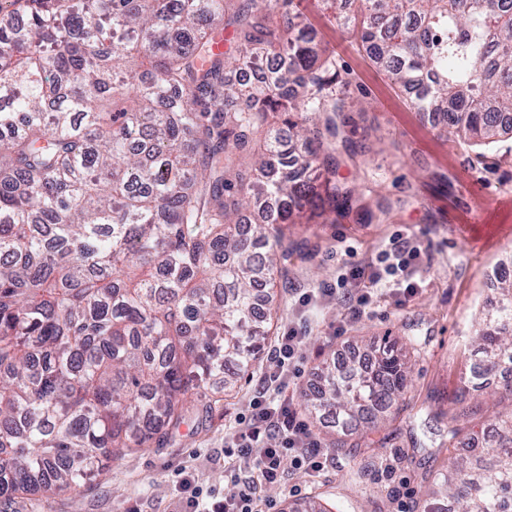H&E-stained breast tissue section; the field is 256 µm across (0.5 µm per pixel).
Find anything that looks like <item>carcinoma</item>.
<instances>
[{
	"instance_id": "cac0c4a2",
	"label": "carcinoma",
	"mask_w": 512,
	"mask_h": 512,
	"mask_svg": "<svg viewBox=\"0 0 512 512\" xmlns=\"http://www.w3.org/2000/svg\"><path fill=\"white\" fill-rule=\"evenodd\" d=\"M336 23L435 127L512 133V0H345ZM251 69L243 80L238 71ZM295 0H0V497L74 491L165 445L259 360L288 225L372 211L342 182L361 102ZM467 391L512 366V275ZM302 405L377 428L408 393L390 341ZM462 447L425 512H512V412Z\"/></svg>"
}]
</instances>
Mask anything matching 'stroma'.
Segmentation results:
<instances>
[{"label":"stroma","instance_id":"obj_1","mask_svg":"<svg viewBox=\"0 0 512 512\" xmlns=\"http://www.w3.org/2000/svg\"><path fill=\"white\" fill-rule=\"evenodd\" d=\"M306 27L336 60L351 95L365 109L345 117L342 136L365 143L363 160L342 165L341 177L367 204L384 201L382 221L355 218L340 224H296L289 241L309 240L317 253L288 259V282L276 285L271 336L295 326L306 338L284 396L300 408L306 373L323 370L354 348L390 337L411 365L410 406L396 419L359 432L352 447L326 449L318 472L284 462L280 484L261 489L270 512H299L309 500L328 512H418L425 485L419 461L441 463L448 456V420L437 408H451L462 377L474 361L471 334L479 306L491 300L486 272L512 257V138L485 148L420 120L404 93L393 86L358 44L336 25L334 0H300ZM413 235L429 249L412 279L416 294L404 298L383 285L366 314L354 316L343 275L375 263L395 234ZM332 286L331 301L299 307L302 293ZM265 350L233 392L208 416L179 428L161 448L115 459L109 471L74 492L49 498L28 492L0 497V512H180L181 471L199 485L223 489L224 475L237 468L226 445L249 414L248 401L272 365ZM480 415L462 420L464 432L480 431L495 414L512 412V391L495 377L480 397Z\"/></svg>","mask_w":512,"mask_h":512}]
</instances>
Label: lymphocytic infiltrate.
Wrapping results in <instances>:
<instances>
[{
  "mask_svg": "<svg viewBox=\"0 0 512 512\" xmlns=\"http://www.w3.org/2000/svg\"><path fill=\"white\" fill-rule=\"evenodd\" d=\"M424 254L419 242L400 237L390 249L380 253L377 266L352 268L347 280L354 313L364 314L387 277L395 278L404 297L414 296L417 287L410 276ZM303 344V337L292 327L278 336L276 367L266 377L268 387L277 392L287 388L288 369ZM250 412L249 421L233 435L230 445L232 455L247 471V478L230 473L225 477V491L207 492L192 473H184L179 481L184 494L182 512H263L255 489L280 483L286 459H293L297 465L313 472L323 468L321 444L296 409L285 402L271 405L261 392L252 398Z\"/></svg>",
  "mask_w": 512,
  "mask_h": 512,
  "instance_id": "f902f5d3",
  "label": "lymphocytic infiltrate"
}]
</instances>
